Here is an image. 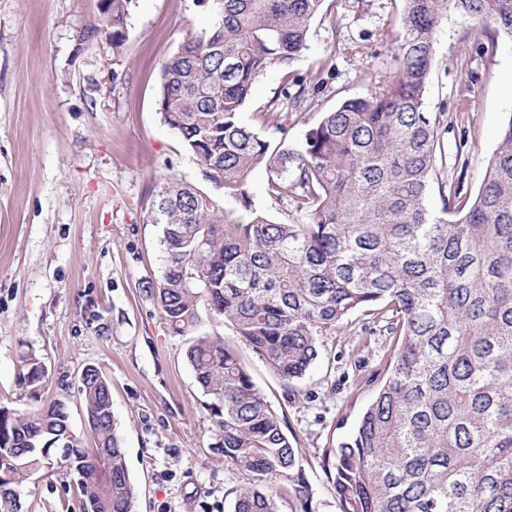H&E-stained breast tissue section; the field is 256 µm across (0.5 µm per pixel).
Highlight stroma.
<instances>
[{"mask_svg": "<svg viewBox=\"0 0 512 512\" xmlns=\"http://www.w3.org/2000/svg\"><path fill=\"white\" fill-rule=\"evenodd\" d=\"M99 17V0H0V405L26 413L65 401L72 431L87 436L78 388L96 367L112 389L138 490L134 512H233L231 491L247 478L214 447L189 337L169 332L145 290L164 270L161 227L148 220L160 183L206 186L197 158L157 111L161 67L213 16L193 0H131L119 47L75 51L76 31ZM472 26L452 12L439 28L427 94L448 126L443 175L471 192L512 117V41L467 39ZM400 32L398 0H332L295 64L308 83L326 80L324 91L292 104L280 96V74L269 72L242 122L271 144L299 146L340 98L370 94ZM274 101L281 131L262 119ZM393 343L354 312L320 337L319 359L289 384L235 347L299 450L313 512H340L325 456L353 431ZM29 355L46 370L36 387L22 381ZM20 512H81L72 476H32Z\"/></svg>", "mask_w": 512, "mask_h": 512, "instance_id": "obj_1", "label": "stroma"}]
</instances>
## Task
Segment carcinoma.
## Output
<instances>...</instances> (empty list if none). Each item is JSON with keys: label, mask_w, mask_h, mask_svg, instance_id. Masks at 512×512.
Instances as JSON below:
<instances>
[{"label": "carcinoma", "mask_w": 512, "mask_h": 512, "mask_svg": "<svg viewBox=\"0 0 512 512\" xmlns=\"http://www.w3.org/2000/svg\"><path fill=\"white\" fill-rule=\"evenodd\" d=\"M131 0H100L87 44L125 37ZM394 61L374 90L322 113L293 148L240 121L256 80L282 73L294 102L318 93L293 64L326 0H211L210 30L162 66L157 110L198 159L210 190L162 183L149 215L162 225L165 267L147 292L211 399L224 464L248 477L234 512H278L267 481H285L312 512L311 491L278 415L235 351L197 333L203 316L231 329L278 378L306 376L326 336L362 310L397 337L386 378L353 433L334 449L341 512H512V116L476 194L439 186L446 131L427 109L435 35L448 12L474 20L465 37L512 39V0H401ZM297 219L255 208L251 173ZM224 205H219L218 198ZM79 394L92 447L73 434L68 405L0 407V512L49 464L73 476L84 512H133L112 392L87 368Z\"/></svg>", "instance_id": "1"}]
</instances>
